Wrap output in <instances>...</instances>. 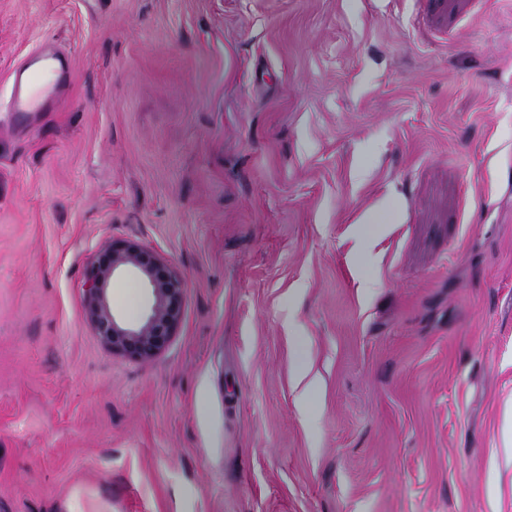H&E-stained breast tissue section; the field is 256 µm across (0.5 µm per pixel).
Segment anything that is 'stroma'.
<instances>
[{
  "instance_id": "obj_1",
  "label": "stroma",
  "mask_w": 512,
  "mask_h": 512,
  "mask_svg": "<svg viewBox=\"0 0 512 512\" xmlns=\"http://www.w3.org/2000/svg\"><path fill=\"white\" fill-rule=\"evenodd\" d=\"M114 240L186 279L148 361ZM67 502L512 512V0H0V512ZM52 59L44 52L35 51L11 72L13 94L9 112L16 120L23 121L30 112H46L62 97L69 70L54 69ZM125 272L139 277L152 295L148 312L136 323H124L112 313L110 282ZM186 288L185 277L154 252L134 241H112L86 271L84 307L105 346L135 360H148L167 346L178 329Z\"/></svg>"
}]
</instances>
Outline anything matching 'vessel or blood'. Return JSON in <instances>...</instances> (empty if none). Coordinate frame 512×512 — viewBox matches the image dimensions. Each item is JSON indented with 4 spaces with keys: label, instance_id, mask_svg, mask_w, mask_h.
<instances>
[{
    "label": "vessel or blood",
    "instance_id": "b4317fda",
    "mask_svg": "<svg viewBox=\"0 0 512 512\" xmlns=\"http://www.w3.org/2000/svg\"><path fill=\"white\" fill-rule=\"evenodd\" d=\"M12 79L13 94L9 110L16 120H24L28 113L45 112L52 108L64 93L69 77L68 69H54L44 52H33L25 63L15 68Z\"/></svg>",
    "mask_w": 512,
    "mask_h": 512
}]
</instances>
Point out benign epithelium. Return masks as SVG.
<instances>
[{"label":"benign epithelium","mask_w":512,"mask_h":512,"mask_svg":"<svg viewBox=\"0 0 512 512\" xmlns=\"http://www.w3.org/2000/svg\"><path fill=\"white\" fill-rule=\"evenodd\" d=\"M125 272L139 277L152 295L148 312L136 323H124L112 313L110 282ZM186 288L185 277L154 252L134 241H112L86 271L84 307L105 346L135 360H148L167 346L178 329Z\"/></svg>","instance_id":"1"}]
</instances>
